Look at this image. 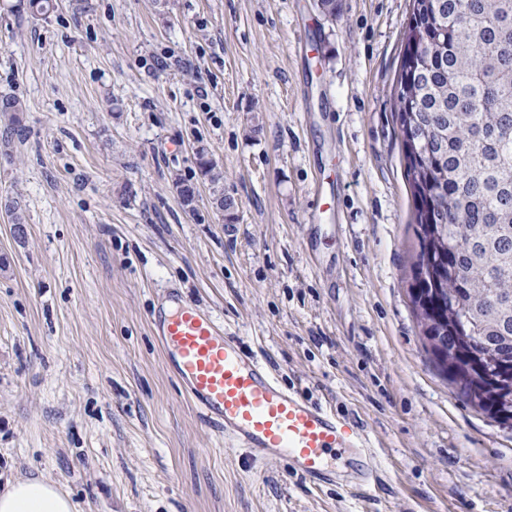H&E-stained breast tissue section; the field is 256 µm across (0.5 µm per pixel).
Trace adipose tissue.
<instances>
[{
	"label": "adipose tissue",
	"instance_id": "ef3b65f1",
	"mask_svg": "<svg viewBox=\"0 0 512 512\" xmlns=\"http://www.w3.org/2000/svg\"><path fill=\"white\" fill-rule=\"evenodd\" d=\"M0 512H75V506L50 480L24 477L0 493Z\"/></svg>",
	"mask_w": 512,
	"mask_h": 512
}]
</instances>
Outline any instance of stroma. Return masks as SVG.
<instances>
[{"mask_svg": "<svg viewBox=\"0 0 512 512\" xmlns=\"http://www.w3.org/2000/svg\"><path fill=\"white\" fill-rule=\"evenodd\" d=\"M0 0V492L79 512H512V428L458 397L408 295L394 112L410 0ZM207 149L195 212L176 179ZM20 198L26 223L5 202ZM212 311L282 387L369 433L379 476L315 482L204 423L150 319ZM25 112L24 104L15 97L5 96L0 98V123L3 122V132H1V141L5 144L10 143L13 135L20 136L24 131L22 117ZM196 155L198 175L210 185L214 211L224 220V224H234L236 216L232 213L233 200L224 194L223 171L206 149H199ZM0 512H75V505L50 480L24 477L0 494Z\"/></svg>", "mask_w": 512, "mask_h": 512, "instance_id": "35a3bbf8", "label": "stroma"}]
</instances>
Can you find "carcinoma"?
Segmentation results:
<instances>
[{"mask_svg":"<svg viewBox=\"0 0 512 512\" xmlns=\"http://www.w3.org/2000/svg\"><path fill=\"white\" fill-rule=\"evenodd\" d=\"M394 108L413 200L408 293L422 342L446 355L437 372L474 409L512 427V0H411ZM24 104L0 98V139L24 131ZM212 208L233 200L209 152L197 151ZM194 210L195 184L178 181Z\"/></svg>","mask_w":512,"mask_h":512,"instance_id":"1","label":"carcinoma"}]
</instances>
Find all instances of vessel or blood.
<instances>
[{"label":"vessel or blood","instance_id":"b4317fda","mask_svg":"<svg viewBox=\"0 0 512 512\" xmlns=\"http://www.w3.org/2000/svg\"><path fill=\"white\" fill-rule=\"evenodd\" d=\"M163 357L204 420L263 458H288L317 482L336 475L339 460H358L375 474L362 431L325 407L283 388L266 362L245 351L208 311L171 302L152 318Z\"/></svg>","mask_w":512,"mask_h":512}]
</instances>
